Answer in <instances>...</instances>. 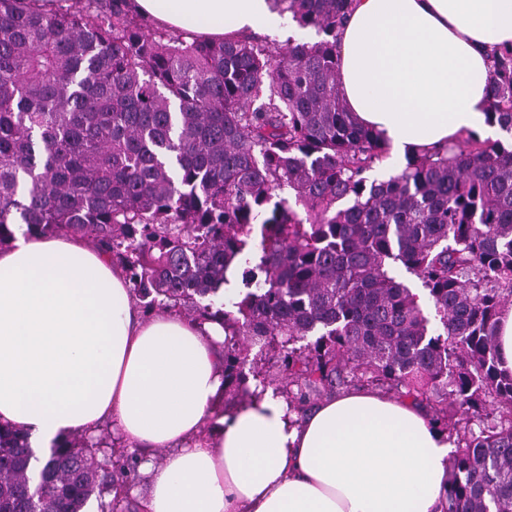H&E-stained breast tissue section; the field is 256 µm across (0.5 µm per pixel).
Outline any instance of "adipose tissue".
<instances>
[{
	"label": "adipose tissue",
	"mask_w": 512,
	"mask_h": 512,
	"mask_svg": "<svg viewBox=\"0 0 512 512\" xmlns=\"http://www.w3.org/2000/svg\"><path fill=\"white\" fill-rule=\"evenodd\" d=\"M174 31L310 41L272 0H131ZM339 90L390 146L389 163L486 123L491 56L512 0H352L337 33ZM216 323L143 317L110 253L80 235L16 233L0 250V423L34 447L105 420L166 452L142 512H440L454 444L408 398L351 390L289 419L273 391L229 412Z\"/></svg>",
	"instance_id": "ef3b65f1"
}]
</instances>
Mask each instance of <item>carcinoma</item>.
<instances>
[{
    "mask_svg": "<svg viewBox=\"0 0 512 512\" xmlns=\"http://www.w3.org/2000/svg\"><path fill=\"white\" fill-rule=\"evenodd\" d=\"M38 2L0 0V245L19 224L92 237L144 311L224 326V392L244 401L272 386L299 414L354 381L436 398L456 435L440 512H512V44L486 111L509 141L470 131L377 181L388 148L337 83L350 0H273L321 35L284 46L188 40L129 0ZM270 348L281 372L261 378ZM96 446L40 458L0 426V512H139L137 458ZM498 352L504 363L512 369V310L503 315L498 326Z\"/></svg>",
    "mask_w": 512,
    "mask_h": 512,
    "instance_id": "cac0c4a2",
    "label": "carcinoma"
}]
</instances>
